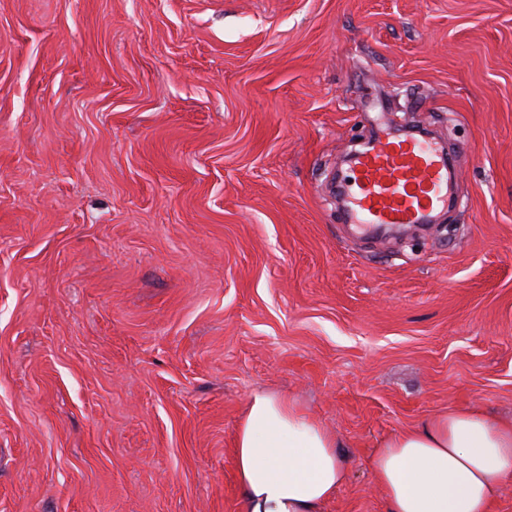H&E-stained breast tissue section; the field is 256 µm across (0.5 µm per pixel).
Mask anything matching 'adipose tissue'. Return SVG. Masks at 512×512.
Masks as SVG:
<instances>
[{
  "label": "adipose tissue",
  "instance_id": "obj_1",
  "mask_svg": "<svg viewBox=\"0 0 512 512\" xmlns=\"http://www.w3.org/2000/svg\"><path fill=\"white\" fill-rule=\"evenodd\" d=\"M336 435L292 398L253 393L234 438L239 512H323L349 479ZM385 512H494L512 482V424L462 407L379 442Z\"/></svg>",
  "mask_w": 512,
  "mask_h": 512
}]
</instances>
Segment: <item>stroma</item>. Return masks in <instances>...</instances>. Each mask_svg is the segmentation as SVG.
Wrapping results in <instances>:
<instances>
[{
	"instance_id": "obj_1",
	"label": "stroma",
	"mask_w": 512,
	"mask_h": 512,
	"mask_svg": "<svg viewBox=\"0 0 512 512\" xmlns=\"http://www.w3.org/2000/svg\"><path fill=\"white\" fill-rule=\"evenodd\" d=\"M423 125L461 206L356 233L347 153ZM256 391L339 438L325 512L512 421V0H0V512H238Z\"/></svg>"
}]
</instances>
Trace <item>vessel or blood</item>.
<instances>
[{
  "instance_id": "vessel-or-blood-1",
  "label": "vessel or blood",
  "mask_w": 512,
  "mask_h": 512,
  "mask_svg": "<svg viewBox=\"0 0 512 512\" xmlns=\"http://www.w3.org/2000/svg\"><path fill=\"white\" fill-rule=\"evenodd\" d=\"M450 154L427 139L379 138L353 160L350 218L371 229L431 223L453 201Z\"/></svg>"
}]
</instances>
